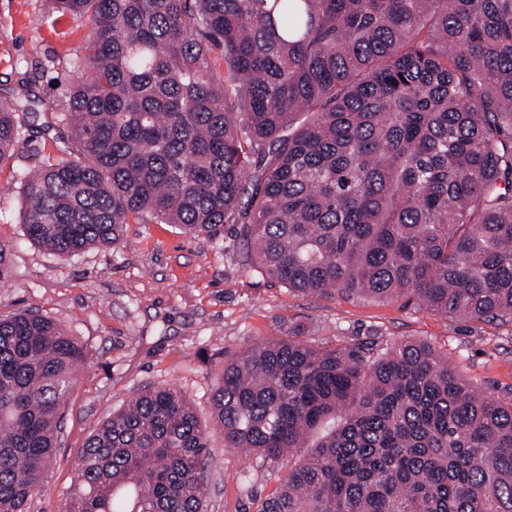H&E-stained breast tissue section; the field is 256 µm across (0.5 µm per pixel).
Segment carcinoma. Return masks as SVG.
<instances>
[{
	"instance_id": "cac0c4a2",
	"label": "carcinoma",
	"mask_w": 512,
	"mask_h": 512,
	"mask_svg": "<svg viewBox=\"0 0 512 512\" xmlns=\"http://www.w3.org/2000/svg\"><path fill=\"white\" fill-rule=\"evenodd\" d=\"M87 22L50 57L63 156L20 180L31 241L117 250L125 224L214 238L302 292L512 322V0H53ZM0 104V166L36 79ZM12 249L0 242V281ZM87 358L56 321L0 317V512H25ZM224 447L306 458L257 512H512V394L424 341L321 347L290 330L224 363ZM207 429L170 385L85 440L66 512H205Z\"/></svg>"
}]
</instances>
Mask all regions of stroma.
<instances>
[{"label":"stroma","mask_w":512,"mask_h":512,"mask_svg":"<svg viewBox=\"0 0 512 512\" xmlns=\"http://www.w3.org/2000/svg\"><path fill=\"white\" fill-rule=\"evenodd\" d=\"M85 22L53 12L51 0H0V93L17 71L36 75L41 120H52L62 95L46 58L80 53ZM0 167V241L13 253L11 278L0 283V316L34 309L65 327L87 361L63 409L59 446L26 512H64L75 461L87 436L145 386L168 383L212 421L215 377L250 346L300 327L305 340L329 347L404 339L426 341L477 391L512 392V323L463 321L404 300L377 301L288 288L240 261L232 225L210 239L174 224H128L118 250L91 248L60 257L24 234L21 174L55 158L51 135L29 132ZM204 469L207 512H256L286 470L254 452L229 449L212 433Z\"/></svg>","instance_id":"1"}]
</instances>
